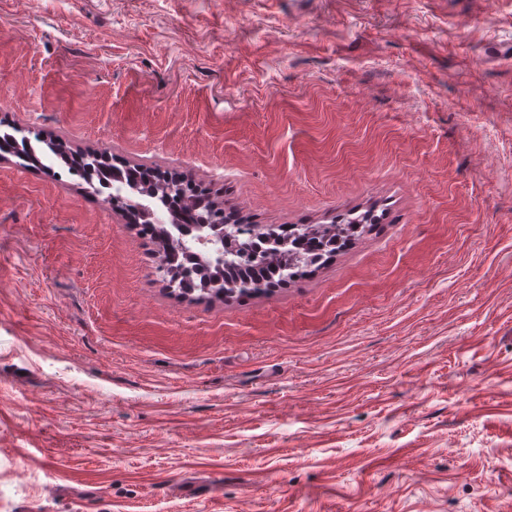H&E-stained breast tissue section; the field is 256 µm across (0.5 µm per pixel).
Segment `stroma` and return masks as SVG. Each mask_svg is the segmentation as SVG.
I'll list each match as a JSON object with an SVG mask.
<instances>
[{"instance_id":"35a3bbf8","label":"stroma","mask_w":512,"mask_h":512,"mask_svg":"<svg viewBox=\"0 0 512 512\" xmlns=\"http://www.w3.org/2000/svg\"><path fill=\"white\" fill-rule=\"evenodd\" d=\"M0 120L252 224H380L170 294L0 153V512H512V0H0Z\"/></svg>"}]
</instances>
